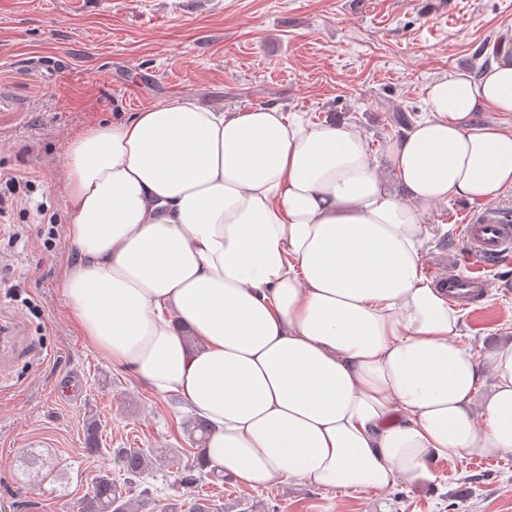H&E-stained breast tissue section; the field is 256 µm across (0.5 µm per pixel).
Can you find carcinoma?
<instances>
[{
  "label": "carcinoma",
  "instance_id": "cac0c4a2",
  "mask_svg": "<svg viewBox=\"0 0 512 512\" xmlns=\"http://www.w3.org/2000/svg\"><path fill=\"white\" fill-rule=\"evenodd\" d=\"M192 448L185 454L192 457L187 469L178 473L177 484L185 489V496L191 498V512H214L216 507L211 499L200 494V483L209 477L214 481H224V476L213 471H204L201 449L204 448L208 425L202 418L195 419L187 429ZM83 444L88 454L101 451V433L94 416H89L83 435ZM112 455L122 472V480L109 473L99 474L92 481L91 489L79 502L78 512H181L183 504L178 502L158 506L153 500L128 498L137 483L153 468V454L143 448H114Z\"/></svg>",
  "mask_w": 512,
  "mask_h": 512
}]
</instances>
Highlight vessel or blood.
<instances>
[{
  "mask_svg": "<svg viewBox=\"0 0 512 512\" xmlns=\"http://www.w3.org/2000/svg\"><path fill=\"white\" fill-rule=\"evenodd\" d=\"M464 256L469 262L468 274L451 271L434 274L436 286L447 289L450 301L467 306L478 303L487 288L482 273L512 248V220L501 208L486 207L470 215L463 226Z\"/></svg>",
  "mask_w": 512,
  "mask_h": 512,
  "instance_id": "1",
  "label": "vessel or blood"
}]
</instances>
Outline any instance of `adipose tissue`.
<instances>
[{
    "label": "adipose tissue",
    "instance_id": "obj_1",
    "mask_svg": "<svg viewBox=\"0 0 512 512\" xmlns=\"http://www.w3.org/2000/svg\"><path fill=\"white\" fill-rule=\"evenodd\" d=\"M487 52L479 75L430 83L387 144L402 197L360 132L275 105L183 97L71 139L72 318L208 421L209 469L383 492L512 453V343L482 366L421 268L433 207L512 188V129L477 122L512 112V26Z\"/></svg>",
    "mask_w": 512,
    "mask_h": 512
}]
</instances>
